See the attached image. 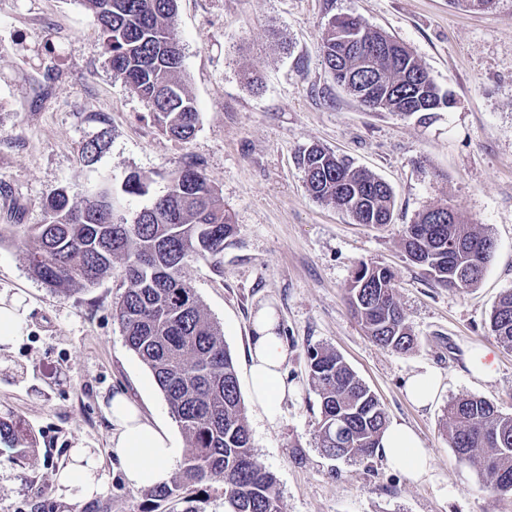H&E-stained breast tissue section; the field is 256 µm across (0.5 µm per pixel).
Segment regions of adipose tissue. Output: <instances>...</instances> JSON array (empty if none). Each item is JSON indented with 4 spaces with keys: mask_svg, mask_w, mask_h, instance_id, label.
Instances as JSON below:
<instances>
[{
    "mask_svg": "<svg viewBox=\"0 0 512 512\" xmlns=\"http://www.w3.org/2000/svg\"><path fill=\"white\" fill-rule=\"evenodd\" d=\"M278 319L272 308L255 315L248 339L247 375L254 404L268 421H276L281 405L293 389L284 376L288 349L277 331ZM111 424L110 449L122 465L126 481L134 487H156L169 483L172 467L181 454L172 432L147 417L127 395L115 393L107 408ZM376 452L391 466L421 479L431 468L432 456L416 432L407 424L387 425ZM102 457L88 449L75 448L71 461L55 475L56 490L65 497L88 502L102 489Z\"/></svg>",
    "mask_w": 512,
    "mask_h": 512,
    "instance_id": "ef3b65f1",
    "label": "adipose tissue"
}]
</instances>
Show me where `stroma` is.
I'll return each instance as SVG.
<instances>
[{
	"instance_id": "35a3bbf8",
	"label": "stroma",
	"mask_w": 512,
	"mask_h": 512,
	"mask_svg": "<svg viewBox=\"0 0 512 512\" xmlns=\"http://www.w3.org/2000/svg\"><path fill=\"white\" fill-rule=\"evenodd\" d=\"M354 14L405 44L450 107L432 122L373 112L324 67L321 39L334 16ZM181 73L199 111L195 136L162 135L149 107L114 75L98 21L80 0H0V229L43 223L44 200L67 185L84 194L102 179L119 192L125 216L147 205L122 194L137 174L159 192L187 166L211 181L234 233L215 259H196L186 276L236 363L247 389L246 348L261 305L278 312L295 389L276 422L246 403L253 446L274 474L282 512H512V493L485 490L478 471L448 443L447 407L483 397L512 414V351L497 345L489 315L512 290V0L489 12L448 0H178ZM53 41L54 54L43 51ZM94 164L79 150L100 131ZM317 144L349 156L393 192L390 224H356L312 199L299 148ZM442 205L491 232L496 247L480 283L446 288L405 254L401 235L426 208ZM389 267L415 336L394 354L374 344L347 292L359 263ZM125 290L123 263L94 288L67 297L29 273L10 238L0 239V295L22 296L28 334L0 353V415L35 437V455L0 451V512H86L59 497L53 479L75 448L104 459L105 512H171L129 486L109 451L103 400L126 392L170 430L172 418L151 372L131 351L113 316ZM491 348L497 375L475 378L467 350ZM339 352L383 405L432 455L414 480L382 457L334 460L320 448V407L307 352ZM438 370L434 404L415 407L404 381L419 366Z\"/></svg>"
}]
</instances>
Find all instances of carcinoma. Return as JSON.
<instances>
[{
    "instance_id": "obj_1",
    "label": "carcinoma",
    "mask_w": 512,
    "mask_h": 512,
    "mask_svg": "<svg viewBox=\"0 0 512 512\" xmlns=\"http://www.w3.org/2000/svg\"><path fill=\"white\" fill-rule=\"evenodd\" d=\"M99 22L112 71L144 100L153 124L165 135L187 141L199 122L193 97L179 77L183 52L174 32L177 0H81ZM359 39H344L336 18L326 26L323 63L336 82L358 99L377 94L382 112L429 119L430 104L450 106L423 65L392 36L344 16ZM102 131L81 147L92 164L106 146ZM310 195L346 212L357 224H389L392 190L387 183L327 149L299 151ZM125 194L145 196L150 184L137 175ZM45 222L13 233L32 275L50 292L66 297L93 288L124 261L127 286L113 309L128 348L151 372L186 441L172 484L147 491L160 500L185 504L181 512H202L188 494L202 483L224 487L225 512H280L276 479L259 460L245 418L238 375L224 334L205 311L183 273L192 259L216 258L234 232L216 189L197 169L171 177L150 206L129 220L118 214L112 186L104 185L78 206L67 186L50 191ZM493 237L476 232L448 208L423 211L402 231L407 256L423 273L448 288H470L484 275L493 251L478 250ZM348 301L367 335L397 354L415 345L397 299L394 276L385 267L359 266ZM496 342L512 349V290L490 313ZM309 377L320 404L322 451L338 459L373 456L387 417L375 394L344 358L330 349L308 351ZM448 434L460 462L473 466L493 490L512 488V414L482 397L448 404ZM22 458L35 438L12 417L0 416V443Z\"/></svg>"
}]
</instances>
